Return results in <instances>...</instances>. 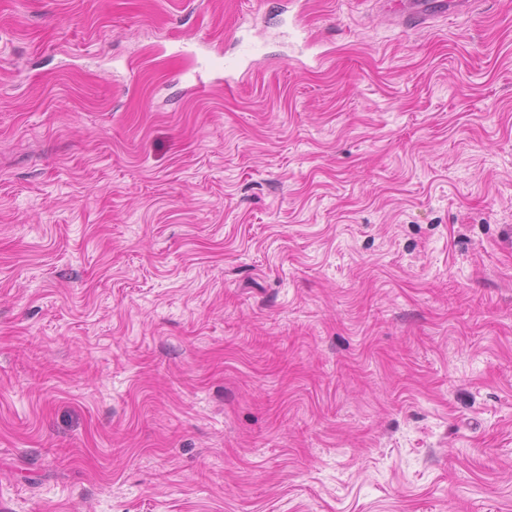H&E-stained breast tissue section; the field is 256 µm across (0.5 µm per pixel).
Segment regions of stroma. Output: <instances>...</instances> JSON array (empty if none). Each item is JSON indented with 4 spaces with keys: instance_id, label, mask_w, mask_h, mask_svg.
<instances>
[{
    "instance_id": "stroma-1",
    "label": "stroma",
    "mask_w": 512,
    "mask_h": 512,
    "mask_svg": "<svg viewBox=\"0 0 512 512\" xmlns=\"http://www.w3.org/2000/svg\"><path fill=\"white\" fill-rule=\"evenodd\" d=\"M0 512H512V0H0ZM376 4L388 12L396 24L415 28L439 16L468 13L471 0H378ZM259 53L260 50L258 46H256L253 43L247 42L245 44H242L240 54L238 57L224 58V61L208 58L204 60L202 63H199L200 71H198L195 74V80L201 81L202 72L208 71L212 68H223L225 73L235 71L239 67L242 60L249 59L253 56L258 55Z\"/></svg>"
}]
</instances>
